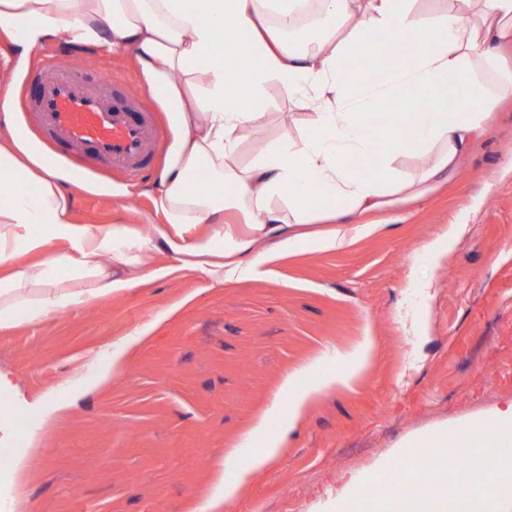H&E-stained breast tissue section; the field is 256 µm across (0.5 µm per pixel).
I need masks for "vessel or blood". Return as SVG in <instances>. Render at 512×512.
<instances>
[{"label": "vessel or blood", "instance_id": "obj_1", "mask_svg": "<svg viewBox=\"0 0 512 512\" xmlns=\"http://www.w3.org/2000/svg\"><path fill=\"white\" fill-rule=\"evenodd\" d=\"M25 111L61 166L71 150L85 153L86 170L114 168L135 176L166 147L143 94L100 73L87 74L69 51L49 57L32 77Z\"/></svg>", "mask_w": 512, "mask_h": 512}]
</instances>
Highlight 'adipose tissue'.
Masks as SVG:
<instances>
[{
  "label": "adipose tissue",
  "instance_id": "adipose-tissue-1",
  "mask_svg": "<svg viewBox=\"0 0 512 512\" xmlns=\"http://www.w3.org/2000/svg\"><path fill=\"white\" fill-rule=\"evenodd\" d=\"M0 0V35L20 49L14 73L51 36L111 53L132 51L145 88L159 93L172 128L153 198L163 225L142 234L83 224L71 190L17 127L0 129V328L40 322L129 288L161 251L182 268L223 283L276 263L300 245L318 251L381 232L369 215L420 204L457 172L492 109L512 98V0ZM391 36L388 47L376 34ZM356 60L346 70L345 60ZM276 84L309 130L239 159L247 130L264 125L262 100ZM418 158L410 170L402 156ZM379 157L376 167L356 159ZM308 224L326 232L308 233ZM149 334L136 328L90 357L92 378L35 398L0 370V393L52 420L68 395L121 375L127 352ZM353 367L307 368L285 378L287 410L249 468L276 455L310 397L349 385Z\"/></svg>",
  "mask_w": 512,
  "mask_h": 512
}]
</instances>
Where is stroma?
Returning <instances> with one entry per match:
<instances>
[{
	"label": "stroma",
	"instance_id": "35a3bbf8",
	"mask_svg": "<svg viewBox=\"0 0 512 512\" xmlns=\"http://www.w3.org/2000/svg\"><path fill=\"white\" fill-rule=\"evenodd\" d=\"M15 51L0 38V98L13 101L0 127L25 128L36 142L22 108L29 80L9 76ZM73 61L134 89L142 83L128 50L79 45ZM263 107L271 118L245 140L242 160L306 123L280 120L288 106L276 86ZM155 174L94 173L97 185L129 195L76 191L77 219L148 230ZM369 221L384 232L338 251L298 248L248 279L219 286L180 270L39 325L0 329V368L32 396L72 379L90 351L152 328L112 384L75 392L53 423L25 414L19 445L37 428L35 456L0 496V512H197L216 463L231 483L249 462L245 439L261 448L254 426L284 378L332 365L366 339L371 357L351 386L314 395L275 459L218 512H320L350 478L396 464L410 435L511 405L512 102L495 107L488 135L448 183ZM459 222L454 247L430 265L427 246Z\"/></svg>",
	"mask_w": 512,
	"mask_h": 512
}]
</instances>
